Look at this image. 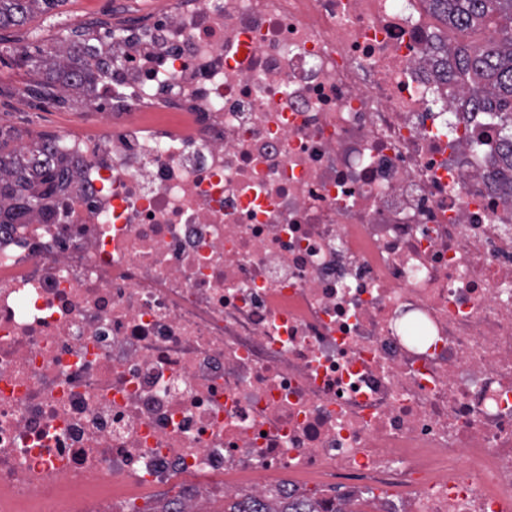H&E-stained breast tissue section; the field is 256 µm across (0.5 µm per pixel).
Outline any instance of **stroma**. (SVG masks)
Segmentation results:
<instances>
[{
	"label": "stroma",
	"mask_w": 512,
	"mask_h": 512,
	"mask_svg": "<svg viewBox=\"0 0 512 512\" xmlns=\"http://www.w3.org/2000/svg\"><path fill=\"white\" fill-rule=\"evenodd\" d=\"M120 6L124 16L134 20L145 17L151 0H63L52 11L35 14L24 26L0 32V127L18 137L32 130L59 135L73 125H93L89 112L73 111V96L65 94L63 103H48L27 93L28 69L19 63L21 47L58 46V31L72 15H82L84 22L104 24L112 19L113 6Z\"/></svg>",
	"instance_id": "obj_1"
}]
</instances>
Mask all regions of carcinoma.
Wrapping results in <instances>:
<instances>
[{"mask_svg":"<svg viewBox=\"0 0 512 512\" xmlns=\"http://www.w3.org/2000/svg\"><path fill=\"white\" fill-rule=\"evenodd\" d=\"M62 0H0V30L22 26L36 12H47ZM434 15L448 22L455 31H465L494 18L503 21L500 38L482 48L458 43L452 46L449 76L460 82L472 96L475 108L490 113L500 130L507 131L504 141L512 149V0H428ZM26 67L45 72L46 78L28 85L31 96L59 102L69 83L61 79L65 72L59 54L44 55L22 50ZM71 58L82 65L80 74L87 83L99 77L85 61V52L75 49ZM12 137L0 129V225L20 224L26 213L41 209L45 200L64 188L68 162L56 156L43 137L31 147H12Z\"/></svg>","mask_w":512,"mask_h":512,"instance_id":"cac0c4a2","label":"carcinoma"}]
</instances>
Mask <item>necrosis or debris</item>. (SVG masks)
Wrapping results in <instances>:
<instances>
[{
  "label": "necrosis or debris",
  "mask_w": 512,
  "mask_h": 512,
  "mask_svg": "<svg viewBox=\"0 0 512 512\" xmlns=\"http://www.w3.org/2000/svg\"><path fill=\"white\" fill-rule=\"evenodd\" d=\"M65 213L0 226V512H512V167L423 0L83 26Z\"/></svg>",
  "instance_id": "4bbe7bcc"
}]
</instances>
